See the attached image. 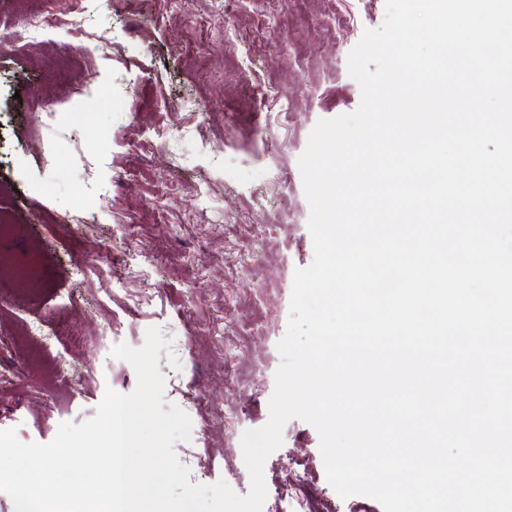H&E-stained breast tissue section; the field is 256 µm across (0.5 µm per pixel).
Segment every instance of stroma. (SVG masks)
<instances>
[{
    "label": "stroma",
    "instance_id": "35a3bbf8",
    "mask_svg": "<svg viewBox=\"0 0 512 512\" xmlns=\"http://www.w3.org/2000/svg\"><path fill=\"white\" fill-rule=\"evenodd\" d=\"M224 2L193 0L209 25L188 31L138 0H87L104 51L82 56L57 38L0 46V210L24 236L0 241V368L25 352L31 323L76 338L70 381L56 376L54 345L0 380V430L47 443L60 423L95 416L106 390L133 392V367L111 350L141 347L156 327L191 342L179 368L159 360L165 400L198 402L178 459L197 455L205 484L244 495L240 439L269 418L293 274L314 258L298 159L319 120L358 108L348 55L382 24L385 0H281L271 17L251 0L229 15ZM228 27L241 36L229 62ZM176 178L179 193L162 199ZM68 211L83 223H61ZM104 249L122 284L99 268ZM132 294L155 303L128 310ZM264 478L262 512H383L335 492L318 433L299 419Z\"/></svg>",
    "mask_w": 512,
    "mask_h": 512
}]
</instances>
